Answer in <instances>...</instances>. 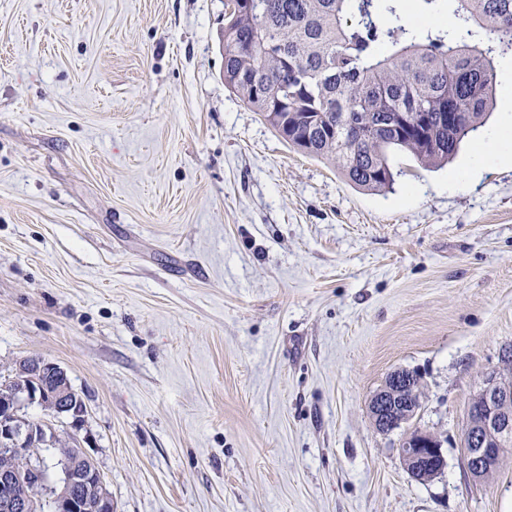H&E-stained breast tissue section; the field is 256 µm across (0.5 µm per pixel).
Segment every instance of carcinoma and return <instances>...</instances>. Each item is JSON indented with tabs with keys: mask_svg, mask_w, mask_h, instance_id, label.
<instances>
[{
	"mask_svg": "<svg viewBox=\"0 0 512 512\" xmlns=\"http://www.w3.org/2000/svg\"><path fill=\"white\" fill-rule=\"evenodd\" d=\"M229 0L224 84L288 144L380 191L388 151L447 164L493 106V59L512 51V0ZM27 457L0 454V470Z\"/></svg>",
	"mask_w": 512,
	"mask_h": 512,
	"instance_id": "cac0c4a2",
	"label": "carcinoma"
}]
</instances>
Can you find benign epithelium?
Instances as JSON below:
<instances>
[{
    "label": "benign epithelium",
    "mask_w": 512,
    "mask_h": 512,
    "mask_svg": "<svg viewBox=\"0 0 512 512\" xmlns=\"http://www.w3.org/2000/svg\"><path fill=\"white\" fill-rule=\"evenodd\" d=\"M512 365V349L500 355L499 366L485 378L480 393L485 398L486 410L468 414V431L462 441V456L470 476L479 480L485 472L496 467L510 451L501 434L512 429V417L503 414L501 405L512 401V388L503 385L502 374ZM13 390L7 400L0 402L5 415L0 417V450H14L29 457H38L37 446L51 440L48 431L20 435L15 412L25 404L36 401L50 415H72L71 427L80 430L85 406H76L77 393L70 387L65 371L57 364L36 360L19 364L12 378ZM420 377L414 373L394 371L382 389L370 401V413L375 426L382 432H392L412 421L421 409L416 400ZM400 453L406 469L412 475L431 473L436 476L444 469L446 460L442 442L435 436L414 429L404 434ZM92 479L104 486L102 475L93 465L81 471L70 463L69 475L60 491H52L54 512H79L76 494L78 487ZM26 476L20 471H0V512H40L41 501L28 493Z\"/></svg>",
    "instance_id": "benign-epithelium-1"
}]
</instances>
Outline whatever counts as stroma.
<instances>
[{"label": "stroma", "mask_w": 512, "mask_h": 512, "mask_svg": "<svg viewBox=\"0 0 512 512\" xmlns=\"http://www.w3.org/2000/svg\"><path fill=\"white\" fill-rule=\"evenodd\" d=\"M224 0H0V382L61 366L112 512H512L460 441L512 346V53L440 169L356 188L224 84ZM421 376L420 482L369 402ZM476 149V153L491 158L509 154L512 152V125H503L489 140L478 142ZM442 447L437 437L416 428L404 434L400 453L412 477L427 472L434 477L441 473L446 464Z\"/></svg>", "instance_id": "1"}]
</instances>
